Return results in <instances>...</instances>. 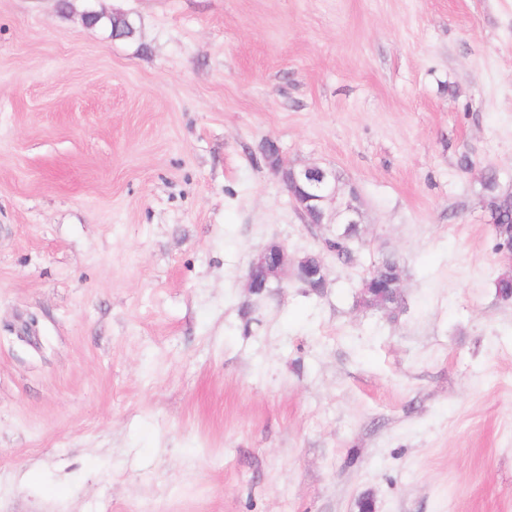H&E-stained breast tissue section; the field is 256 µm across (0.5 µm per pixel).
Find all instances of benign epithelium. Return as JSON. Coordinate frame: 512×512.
Returning a JSON list of instances; mask_svg holds the SVG:
<instances>
[{"label": "benign epithelium", "mask_w": 512, "mask_h": 512, "mask_svg": "<svg viewBox=\"0 0 512 512\" xmlns=\"http://www.w3.org/2000/svg\"><path fill=\"white\" fill-rule=\"evenodd\" d=\"M266 158L270 169L284 184L304 223L311 226L324 224L330 208L334 209L336 224L362 223L356 193L347 197L336 194V170L318 164L284 167L278 150L273 147L267 149ZM290 277L306 285L316 283L322 288L326 281V266L312 265L303 257H293L285 246L272 242L249 262L246 287L253 291L259 285L270 288L274 282Z\"/></svg>", "instance_id": "1"}]
</instances>
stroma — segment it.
Instances as JSON below:
<instances>
[{"mask_svg":"<svg viewBox=\"0 0 512 512\" xmlns=\"http://www.w3.org/2000/svg\"><path fill=\"white\" fill-rule=\"evenodd\" d=\"M270 144L358 194L317 292ZM490 166L512 0H0V512H512ZM345 228L336 235V240H332L324 244V249L330 253L335 259L336 263L342 265L351 264L354 261V252L351 243L345 241L348 237H353L356 231L350 235L345 234ZM262 272L264 280L261 288H271L275 281L281 282L293 277L302 284H318L323 288L326 281V266L324 264H308L304 257H293L288 249L277 242L268 244L249 262L246 272V286L256 291L257 272Z\"/></svg>","mask_w":512,"mask_h":512,"instance_id":"stroma-1","label":"stroma"}]
</instances>
